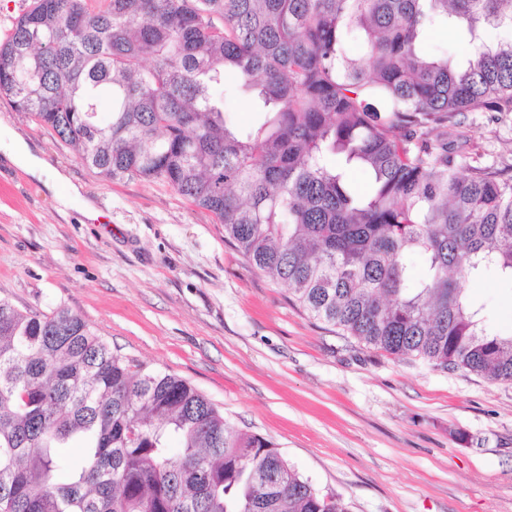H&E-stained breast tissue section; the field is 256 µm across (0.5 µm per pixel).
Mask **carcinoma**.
<instances>
[{"label": "carcinoma", "instance_id": "1", "mask_svg": "<svg viewBox=\"0 0 512 512\" xmlns=\"http://www.w3.org/2000/svg\"><path fill=\"white\" fill-rule=\"evenodd\" d=\"M104 2L34 0L0 40V98L105 178L162 180L213 213L313 318L512 384V333L466 289L512 284V175L459 170L448 133L430 137L464 112H512V0ZM435 25L465 59L424 46ZM229 71L264 114L247 133L216 96ZM74 440L84 460L68 471ZM0 512L344 510L185 380L114 353L66 309L0 299Z\"/></svg>", "mask_w": 512, "mask_h": 512}]
</instances>
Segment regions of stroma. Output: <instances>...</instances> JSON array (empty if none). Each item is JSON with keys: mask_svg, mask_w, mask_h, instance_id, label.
I'll list each match as a JSON object with an SVG mask.
<instances>
[{"mask_svg": "<svg viewBox=\"0 0 512 512\" xmlns=\"http://www.w3.org/2000/svg\"><path fill=\"white\" fill-rule=\"evenodd\" d=\"M0 126L80 188L59 209L0 154V298L68 309L127 359L184 379L348 512H512V384L359 345L167 183L104 178L3 99ZM451 132L457 166L512 167V114L467 112ZM469 291L494 328L512 330V288Z\"/></svg>", "mask_w": 512, "mask_h": 512, "instance_id": "obj_1", "label": "stroma"}]
</instances>
